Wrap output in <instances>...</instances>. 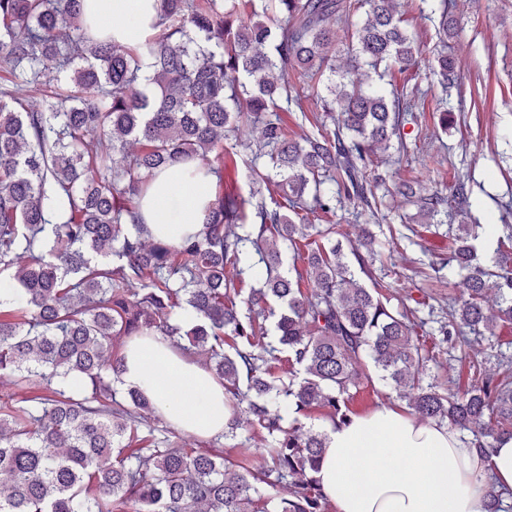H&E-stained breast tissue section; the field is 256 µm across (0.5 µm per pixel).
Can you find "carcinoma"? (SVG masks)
Segmentation results:
<instances>
[{"instance_id": "obj_1", "label": "carcinoma", "mask_w": 512, "mask_h": 512, "mask_svg": "<svg viewBox=\"0 0 512 512\" xmlns=\"http://www.w3.org/2000/svg\"><path fill=\"white\" fill-rule=\"evenodd\" d=\"M83 2L0 0V68L43 102L29 110L0 89V377L47 391L34 405L12 393L0 402V512H327L326 434L287 415L349 420L364 367L418 418L467 431L478 448L511 439L512 358L496 377L442 388L408 315L355 279L334 242L342 225L300 216L339 199L386 219L372 156L394 139L408 151L401 130L416 102L377 79L421 55L394 0H157L152 32L129 45L92 37ZM420 2L438 16L431 80L450 89L461 15L455 0ZM338 25L356 41L338 43ZM48 70L64 81L42 80ZM301 83L333 128L295 137L277 119L301 106ZM241 124L260 130L246 146L250 178L279 190L274 209L224 176V139ZM187 163L213 177L202 226L149 242L141 197L156 171ZM400 194L426 224L472 207L462 184L425 195L404 183ZM473 228L458 226L446 259L467 289L439 328L451 348L466 329L481 339L512 321V225L485 263ZM313 235L324 243L291 275L281 245ZM365 236L363 269L385 248ZM187 309L196 321L184 325ZM269 316L275 344L260 323ZM155 335L224 385L232 411L270 438L267 457L189 448L143 393L116 397L126 342Z\"/></svg>"}]
</instances>
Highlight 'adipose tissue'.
Here are the masks:
<instances>
[{
  "label": "adipose tissue",
  "instance_id": "1",
  "mask_svg": "<svg viewBox=\"0 0 512 512\" xmlns=\"http://www.w3.org/2000/svg\"><path fill=\"white\" fill-rule=\"evenodd\" d=\"M87 17L113 42L132 43L157 20L155 0H84ZM211 176L184 168L159 172L140 212L148 233L176 240L195 232L212 200ZM123 388L142 390L181 432L223 434L231 412L224 387L166 337L129 342ZM327 448L320 484L336 512H488L491 490L512 491V439L500 447H469L450 426L424 422L394 404L324 422Z\"/></svg>",
  "mask_w": 512,
  "mask_h": 512
}]
</instances>
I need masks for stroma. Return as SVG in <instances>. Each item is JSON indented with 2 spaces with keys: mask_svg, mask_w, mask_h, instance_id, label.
I'll use <instances>...</instances> for the list:
<instances>
[{
  "mask_svg": "<svg viewBox=\"0 0 512 512\" xmlns=\"http://www.w3.org/2000/svg\"><path fill=\"white\" fill-rule=\"evenodd\" d=\"M459 4L464 30L449 51L462 82L447 97L426 78L435 55L437 19L415 4L400 9L404 27L421 43L422 56L414 68L387 73L384 84L390 91L415 94L421 105L404 127L413 143L410 152L382 171L389 193L383 199L386 219L377 236L388 247L371 271L355 272L366 286L386 287L393 309L407 307L424 318L415 334L436 357L432 373L449 386L467 383L471 360L494 375L500 357H512L508 323L500 324L494 339L477 349L464 343L444 351L435 347L433 335L448 319L449 301L463 296L461 277L449 275L441 260L453 244L452 226L464 218L453 214L437 224L415 223V206L403 204L395 193L410 179L429 193L448 194L462 184L480 223L512 224V0H459ZM446 108L452 111L454 123L440 133L436 126Z\"/></svg>",
  "mask_w": 512,
  "mask_h": 512,
  "instance_id": "1",
  "label": "stroma"
}]
</instances>
